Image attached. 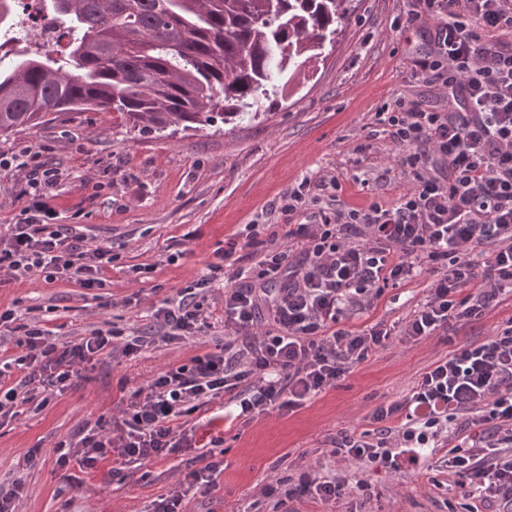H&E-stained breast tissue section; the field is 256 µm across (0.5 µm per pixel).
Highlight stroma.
I'll return each instance as SVG.
<instances>
[{"label":"stroma","instance_id":"stroma-1","mask_svg":"<svg viewBox=\"0 0 512 512\" xmlns=\"http://www.w3.org/2000/svg\"><path fill=\"white\" fill-rule=\"evenodd\" d=\"M407 0H358L345 30L310 64L275 105L259 104L256 117L214 122L173 135L131 129L118 114L96 109L65 115L51 124L0 137V232L25 223L31 204L20 163L38 156L60 171L47 196L57 223L74 225L87 248L110 249L113 268L104 288L35 276L0 286V310L37 321L61 342L116 324L151 336L133 360L108 357L81 371L63 394L47 397L0 425V485H25L15 512H153L154 502L178 490L183 512H274L262 489L315 470L349 482L365 480V492L346 493L334 512H466L468 500L448 469L445 449L426 464L400 457L397 469L361 472L331 455L327 441L339 430H375V405L399 401L419 376L456 343L482 341L512 322V295H501L480 320L462 321L447 333L421 340L392 337L336 385L294 412L276 410L250 423L224 420L223 400L195 412L200 443L216 442L224 470L212 488L189 485L192 453L158 458L111 479V462L67 478L58 444L81 426H112L122 417L123 390L146 385L158 370L224 343V278L203 301L213 316L204 336L168 342L154 334L153 313L188 282L209 275L216 249L227 248L248 224L279 222L280 200L303 179L338 177L335 195L319 193L309 211L330 198L354 206L387 203L410 186L375 112L391 97L434 99L436 89L416 80L412 62L427 51L429 33L394 29ZM371 148L356 153L362 143ZM151 273H142V266ZM431 274L387 289L373 310L352 318L399 325L429 294ZM38 449L33 466L24 456Z\"/></svg>","mask_w":512,"mask_h":512}]
</instances>
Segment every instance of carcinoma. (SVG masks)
Here are the masks:
<instances>
[{"label":"carcinoma","instance_id":"obj_1","mask_svg":"<svg viewBox=\"0 0 512 512\" xmlns=\"http://www.w3.org/2000/svg\"><path fill=\"white\" fill-rule=\"evenodd\" d=\"M64 58L0 55V136L97 108L140 131L252 116L322 57L353 0H44Z\"/></svg>","mask_w":512,"mask_h":512}]
</instances>
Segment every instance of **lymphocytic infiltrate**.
Returning <instances> with one entry per match:
<instances>
[{
    "label": "lymphocytic infiltrate",
    "instance_id": "f902f5d3",
    "mask_svg": "<svg viewBox=\"0 0 512 512\" xmlns=\"http://www.w3.org/2000/svg\"><path fill=\"white\" fill-rule=\"evenodd\" d=\"M435 23L428 52L416 59L415 77L438 87L437 105L398 97L376 113L401 152L412 186L392 204L322 208L295 222L311 192L303 180L282 198L287 226L249 224L248 251L238 285L224 290V344L155 374L134 390L117 433L83 428L61 453V467L87 472L111 460V474L143 462L197 449L185 419L228 397V419L251 421L271 410L294 411L335 386L393 334L384 321L347 327L371 310L385 290L418 277L435 278L425 303L409 316L404 336L421 339L450 323L481 316L500 295L512 294V0H414L395 27ZM36 194L27 223L0 237V284L32 274L66 279L86 289L106 285L111 250L85 249L70 224L53 223L39 186L57 172L35 159L22 161ZM478 242L489 243L474 252ZM299 247L291 263L288 246ZM203 278L179 288L154 312L163 339L207 334L212 324L199 298ZM16 354L0 357V419L28 403L27 387L62 393L81 367L122 353L136 358L147 337L111 328L60 343L41 325H22ZM20 372L21 380L6 384ZM375 431H339L333 455L370 467L394 468L399 452L419 461L423 449L448 451V468L465 496L512 512V327L480 343L460 344L422 373L404 400L377 406ZM461 422L463 436L450 425ZM198 451V449H197ZM193 483L212 485L222 463L198 451Z\"/></svg>",
    "mask_w": 512,
    "mask_h": 512
}]
</instances>
